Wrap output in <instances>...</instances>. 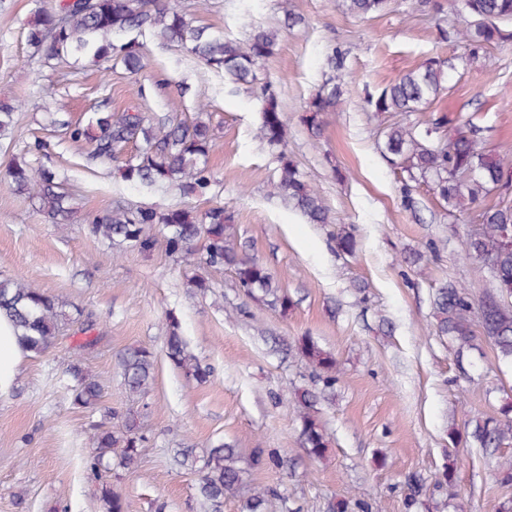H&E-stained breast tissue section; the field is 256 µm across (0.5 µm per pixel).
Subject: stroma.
<instances>
[{
	"mask_svg": "<svg viewBox=\"0 0 512 512\" xmlns=\"http://www.w3.org/2000/svg\"><path fill=\"white\" fill-rule=\"evenodd\" d=\"M302 21L284 28L281 2ZM195 24L215 35L246 40L253 25L280 32L260 72L277 91L288 125L287 155L305 172L333 218L310 224L273 193L276 152L259 139L262 104L248 89L224 83L223 73L180 47L145 38L148 63L132 74L111 62L48 61L34 55L26 26L36 0H0V91L18 102L13 141L0 140V277H18L92 313L94 328L70 329L46 353L28 357L16 386L0 397V512H103L84 457L93 421L62 386L76 352L104 388V404L120 427L140 412L147 441L143 463L120 472L114 487L128 512H200L194 471L173 460L175 449L203 456L219 442L235 445L244 490L277 489L276 512H329L334 500L363 499L381 512H499L512 498L495 469L512 445L485 450L466 443L465 420L494 417L512 396V366L489 343L457 359L432 324V294L442 283L465 287L473 304L493 290L489 267L464 259L471 229L465 215H446L426 186L416 191L419 217L400 201L398 174L383 156L380 132L389 117L367 111L368 91L432 56L463 55L445 40L448 19L410 9L408 0L369 19L346 12L343 0H182ZM347 53L350 73L340 111L327 113L320 138L300 120L325 79L327 56ZM492 65L458 66L431 117L473 120L485 130L481 146L512 147V42L489 48ZM134 109L149 117H204L215 146L207 166L211 191L186 198L178 191L124 181L113 161L91 158L85 144L46 125L57 112L76 121L97 110ZM42 142L36 164L54 171L74 199L70 224L45 221L28 200L12 194L5 171L12 154ZM231 211L238 242L264 264L293 301L288 311L249 298L231 268L189 265L157 245L154 252L117 251L91 233L92 216L112 208ZM350 229L355 256L338 252L333 235ZM428 259L406 265L408 251ZM202 276L212 289L186 288ZM175 316L194 353L214 369L204 384L186 379L167 358L166 323ZM312 337L335 354V396L320 416L331 436L325 458H310L300 441L298 388L322 389L299 350ZM94 346L80 350L86 338ZM142 346L155 355L148 396L130 395L118 355ZM261 448L281 466L253 469ZM454 463L452 482L443 471Z\"/></svg>",
	"mask_w": 512,
	"mask_h": 512,
	"instance_id": "obj_1",
	"label": "stroma"
}]
</instances>
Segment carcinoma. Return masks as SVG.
<instances>
[{
  "instance_id": "obj_1",
  "label": "carcinoma",
  "mask_w": 512,
  "mask_h": 512,
  "mask_svg": "<svg viewBox=\"0 0 512 512\" xmlns=\"http://www.w3.org/2000/svg\"><path fill=\"white\" fill-rule=\"evenodd\" d=\"M390 0H344L346 10L357 17L379 14ZM415 10L453 15V24L444 31L450 42L471 47L468 61L480 60L479 51L491 44L512 40V0H413ZM135 32L149 34L175 44L194 55L208 67L224 72V78L236 85L252 88L262 101L260 138L278 153L281 166L275 183L277 195L298 209L310 224H330L329 209L304 173L285 156L287 127L281 117L278 97L272 85L260 76L258 63L270 56L277 44L279 30L255 27L250 37L239 42L216 36L207 28L193 24L179 7V0H42L28 24L27 41L34 52L48 59L86 56L93 60L113 57L131 73L146 67L140 43L131 39L117 44L113 35ZM331 71L326 85L309 101L302 120L318 137L323 130V114L333 112L344 95L347 77L346 53L333 50L328 56ZM453 64L430 57L415 69L395 77L367 98L377 113L410 114L425 112L447 89ZM15 106L0 99V134L14 124ZM52 124L61 128L74 142L90 147L96 159H116L125 145H135V153L120 167L124 180L157 186L168 184L186 197H204L211 187L206 166L214 146L209 124L199 120L188 124L175 115L148 118L141 112H90L85 120L72 122L57 118ZM444 117L412 123L394 122L381 131L382 152L392 167L400 171L399 193L405 210L420 212L416 188L424 185L444 202L446 211L477 215L481 229L464 239L463 255L487 264L494 279V292L480 303V327L483 337L499 358L512 362V240L504 235L512 225V200L496 190L508 186L505 175L512 171V154L486 151L481 147L483 128L469 121L447 127ZM31 150L12 156L8 166L14 194L37 199L38 212L52 224H67L73 210L70 194L55 173L33 167ZM90 230L117 246L150 253L163 238L166 251L191 261L195 256L210 267L234 269L237 282L249 297L272 306L288 309L291 300L271 272L258 261L243 254L235 243L232 215L224 206H213L199 213L191 208H118L96 215ZM336 249L348 256L357 250L353 234L340 228L334 235ZM433 328L454 344L457 355L472 349L476 331L470 318L472 301L465 290L452 283L435 289ZM67 303L40 288L17 278H0V313L9 318L26 348L36 356L44 354L75 323L81 332L93 329L92 315L79 307L66 311ZM166 355L189 379L205 382L211 367L203 364L179 332V322L168 319ZM302 356L311 365L324 388L336 384V358L310 337L300 341ZM125 387L146 396L155 380L154 353L142 346L126 349L118 359ZM65 389L73 405L90 414L101 413L91 424L92 434L85 469L97 482L104 512H127L125 499L101 472L117 465L132 471L141 463L144 436L140 433L139 414L130 411L122 427L112 429V411L103 405V386L89 374L81 357L69 363ZM301 407V443L317 459L330 444L326 426L318 415V392L302 388L294 392ZM466 437L480 448H498L512 444V400L505 402L500 416L472 418L465 422ZM238 450L220 443L210 448L197 468L195 498L205 512H222L224 498L240 493L243 470L238 467ZM279 498L274 489H263L245 498L244 512H271L272 501Z\"/></svg>"
}]
</instances>
